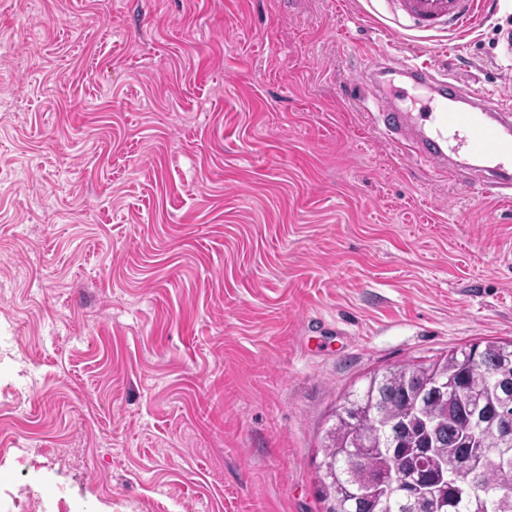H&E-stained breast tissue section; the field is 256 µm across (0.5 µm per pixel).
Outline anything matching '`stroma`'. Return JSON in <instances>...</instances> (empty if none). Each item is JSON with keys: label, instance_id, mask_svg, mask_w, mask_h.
Wrapping results in <instances>:
<instances>
[{"label": "stroma", "instance_id": "stroma-1", "mask_svg": "<svg viewBox=\"0 0 512 512\" xmlns=\"http://www.w3.org/2000/svg\"><path fill=\"white\" fill-rule=\"evenodd\" d=\"M0 0V487L85 512H324L374 373L512 339V204L412 165L365 52L512 88V0ZM53 454V478L18 457ZM394 12L408 30L427 36L439 33L458 34L467 31L486 13L485 0H391Z\"/></svg>", "mask_w": 512, "mask_h": 512}]
</instances>
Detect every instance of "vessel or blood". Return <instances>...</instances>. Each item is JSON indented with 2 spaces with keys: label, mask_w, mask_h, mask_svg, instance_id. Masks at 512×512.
<instances>
[{
  "label": "vessel or blood",
  "mask_w": 512,
  "mask_h": 512,
  "mask_svg": "<svg viewBox=\"0 0 512 512\" xmlns=\"http://www.w3.org/2000/svg\"><path fill=\"white\" fill-rule=\"evenodd\" d=\"M406 29L427 35L467 31L488 8L487 0H391ZM383 69L404 72L415 87H427L431 97L421 111L405 112L397 103L406 87L379 88L371 76ZM361 82L374 97L376 122L382 136L416 166L444 174L465 186L470 173L483 179L488 196L512 200V109L492 104L460 81L446 61L436 58L417 65L413 56L378 57L366 64ZM410 85V86H411ZM468 153L470 170L451 161L456 151Z\"/></svg>",
  "instance_id": "b4317fda"
}]
</instances>
